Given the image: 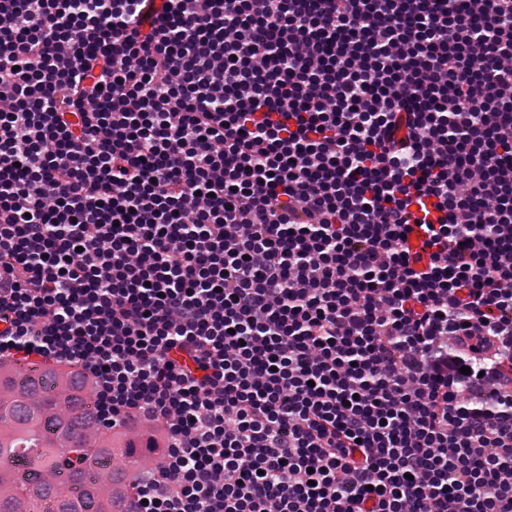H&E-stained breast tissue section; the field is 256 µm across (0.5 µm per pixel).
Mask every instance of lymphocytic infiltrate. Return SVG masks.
Instances as JSON below:
<instances>
[{"label": "lymphocytic infiltrate", "mask_w": 512, "mask_h": 512, "mask_svg": "<svg viewBox=\"0 0 512 512\" xmlns=\"http://www.w3.org/2000/svg\"><path fill=\"white\" fill-rule=\"evenodd\" d=\"M1 358L126 512H512V0H0Z\"/></svg>", "instance_id": "lymphocytic-infiltrate-1"}]
</instances>
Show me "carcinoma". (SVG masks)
<instances>
[{
	"label": "carcinoma",
	"instance_id": "cac0c4a2",
	"mask_svg": "<svg viewBox=\"0 0 512 512\" xmlns=\"http://www.w3.org/2000/svg\"><path fill=\"white\" fill-rule=\"evenodd\" d=\"M90 380L0 360V512H124L140 435L99 427Z\"/></svg>",
	"mask_w": 512,
	"mask_h": 512
}]
</instances>
